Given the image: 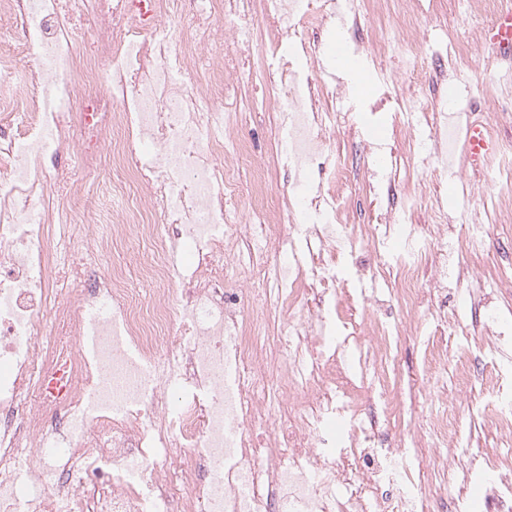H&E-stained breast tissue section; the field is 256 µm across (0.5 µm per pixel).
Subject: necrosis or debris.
Returning a JSON list of instances; mask_svg holds the SVG:
<instances>
[{
    "instance_id": "4bbe7bcc",
    "label": "necrosis or debris",
    "mask_w": 512,
    "mask_h": 512,
    "mask_svg": "<svg viewBox=\"0 0 512 512\" xmlns=\"http://www.w3.org/2000/svg\"><path fill=\"white\" fill-rule=\"evenodd\" d=\"M83 3L87 56L66 0H0V39L37 51L31 81L0 97V512H428L410 467L416 438L370 444L392 408L387 366L404 315L424 280L447 274V250L429 245L440 225L410 232L386 271L342 279L347 257L380 249L395 227L338 223L328 199L269 263L277 217L262 170L246 223L224 209L238 190L224 161L246 150L218 106L223 0H198L188 38L165 25L180 0ZM279 83L278 155L297 175L322 166L323 126L309 79L289 65ZM68 152L81 179L55 164ZM105 166L131 203L101 223L82 188ZM229 240L247 245L244 268L287 331L245 321L252 290L224 285ZM185 242L194 254L182 267L172 255ZM107 246L129 263L100 274L91 261ZM384 277L401 319L382 314ZM135 279L154 284L149 300ZM340 286L356 299L337 301ZM431 317L426 370L466 383L464 365L448 367L444 306Z\"/></svg>"
}]
</instances>
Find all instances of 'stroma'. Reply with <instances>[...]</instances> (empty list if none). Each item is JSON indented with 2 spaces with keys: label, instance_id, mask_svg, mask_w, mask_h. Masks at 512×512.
Wrapping results in <instances>:
<instances>
[{
  "label": "stroma",
  "instance_id": "obj_1",
  "mask_svg": "<svg viewBox=\"0 0 512 512\" xmlns=\"http://www.w3.org/2000/svg\"><path fill=\"white\" fill-rule=\"evenodd\" d=\"M387 12L378 17L346 12L337 18L315 11L296 18L292 39L307 73L322 86L329 106L341 107L344 117L328 127V152L323 168L307 170L304 175L306 197L317 193L335 195L342 208L340 217L349 224H374L387 213L401 209L407 198L425 195L429 209L408 213L407 223H429L430 211H437L443 224L461 234L462 223L476 219L486 224L488 234L483 255L472 259L465 250L456 253L458 267L473 270L481 282L478 289L456 281L448 283V358H465L471 369L469 383L449 380L447 394H440L425 370L419 349V334L403 335L400 353L389 388L397 402L383 442L395 448L401 436L415 435L427 426L432 412L448 403L458 418L457 434L448 445L431 443L419 448L417 455L427 466L425 488L436 502L464 495L469 512H486L487 484L485 458H511L512 435L497 431L484 420V407L494 393L481 381V373L493 370L496 351L502 342H512V296L498 288L499 278L512 277V195L506 183L512 178V166L498 158L481 174L459 171L449 165L436 175L434 160L425 153H409L408 141L424 134L421 126L397 124L393 109L399 95L413 97L427 105L430 115L447 112L455 142H463L467 113L475 112L492 129L501 143L512 142V62H492L487 52L473 47L472 29L489 24L497 9L512 6V0H497L496 10H486L482 0H384ZM250 12L226 16L227 29L247 25L253 32L248 45L229 43L227 75L229 90L222 106L236 113V136L245 142L248 157L235 171L240 188L228 200L230 210L249 208L245 190L254 169L266 174V194L270 207H286L292 195L285 169L276 163L274 138L275 103L269 80L277 71L283 53L271 17L263 9V0H252ZM415 8V25L403 28L394 19L400 6ZM348 32L349 45L364 57L367 76L363 90L357 91L345 81L331 78L326 64L327 48L336 25ZM399 38L415 40L417 54L397 63L399 79L394 84L379 81L377 67L370 57L371 40L387 44ZM469 69L470 84H459L456 73ZM402 151L400 172H393L389 161L393 151ZM345 160L350 168L348 184L336 181V163Z\"/></svg>",
  "mask_w": 512,
  "mask_h": 512
}]
</instances>
